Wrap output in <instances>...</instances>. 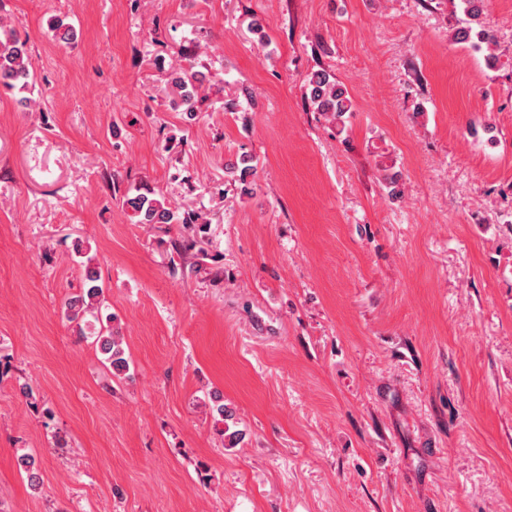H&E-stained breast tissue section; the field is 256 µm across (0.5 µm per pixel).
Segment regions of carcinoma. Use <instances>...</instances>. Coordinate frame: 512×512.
Wrapping results in <instances>:
<instances>
[{
    "mask_svg": "<svg viewBox=\"0 0 512 512\" xmlns=\"http://www.w3.org/2000/svg\"><path fill=\"white\" fill-rule=\"evenodd\" d=\"M464 11L468 16V25L456 30L454 37L459 43H469L476 48L486 47L491 50L497 45L494 32L483 22L486 0H463ZM34 73L31 69L27 40L20 37L16 30L0 24V86L9 90H25L32 84ZM308 95L317 111L325 115L336 126H344L346 115L352 110V100L345 86L336 81L331 73L325 70L312 72L307 79ZM172 109L179 112L193 113L199 96V85L194 75L181 67L172 70L166 88ZM239 171L238 181L241 195L248 196L253 192V182L249 177L254 175L253 157L244 155L239 164L234 166ZM381 183L387 195L398 200L403 196V183L399 172L385 173ZM123 206L130 209L136 223L155 226L157 224H180L192 234L189 243L174 244L175 250L182 247L197 250V255L205 256L203 234L207 223L193 211L178 212L167 200L149 188L137 187L135 192L123 196ZM83 266L84 288L82 292L65 302V316L68 321L79 323L86 315L92 313L103 301V286L92 258L81 262ZM101 352L106 355V362L112 376L123 379L130 370L129 357L123 347V339L119 329L107 326L101 328L95 336Z\"/></svg>",
    "mask_w": 512,
    "mask_h": 512,
    "instance_id": "carcinoma-1",
    "label": "carcinoma"
}]
</instances>
